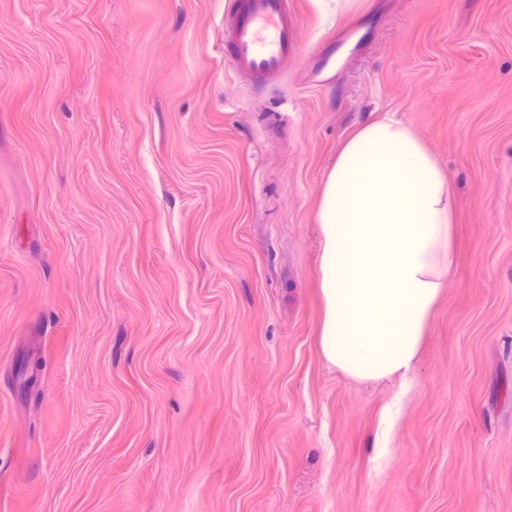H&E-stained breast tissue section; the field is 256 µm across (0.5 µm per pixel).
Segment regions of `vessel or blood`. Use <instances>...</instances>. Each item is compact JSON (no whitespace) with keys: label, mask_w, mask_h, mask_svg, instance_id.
Listing matches in <instances>:
<instances>
[{"label":"vessel or blood","mask_w":512,"mask_h":512,"mask_svg":"<svg viewBox=\"0 0 512 512\" xmlns=\"http://www.w3.org/2000/svg\"><path fill=\"white\" fill-rule=\"evenodd\" d=\"M224 43L234 69L250 83L281 80L299 52L295 0H236L224 15Z\"/></svg>","instance_id":"b4317fda"}]
</instances>
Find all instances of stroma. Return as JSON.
<instances>
[{
	"label": "stroma",
	"mask_w": 512,
	"mask_h": 512,
	"mask_svg": "<svg viewBox=\"0 0 512 512\" xmlns=\"http://www.w3.org/2000/svg\"><path fill=\"white\" fill-rule=\"evenodd\" d=\"M232 2L0 0V512H512V0H297L263 88ZM387 113L456 228L392 426L319 352L315 228Z\"/></svg>",
	"instance_id": "obj_1"
}]
</instances>
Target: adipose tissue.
<instances>
[{
    "label": "adipose tissue",
    "instance_id": "obj_1",
    "mask_svg": "<svg viewBox=\"0 0 512 512\" xmlns=\"http://www.w3.org/2000/svg\"><path fill=\"white\" fill-rule=\"evenodd\" d=\"M317 224L325 361L401 393L455 263L453 189L424 139L386 117L360 127L326 174Z\"/></svg>",
    "mask_w": 512,
    "mask_h": 512
}]
</instances>
